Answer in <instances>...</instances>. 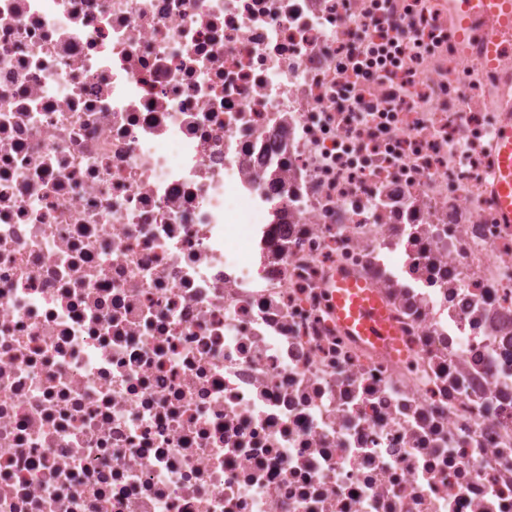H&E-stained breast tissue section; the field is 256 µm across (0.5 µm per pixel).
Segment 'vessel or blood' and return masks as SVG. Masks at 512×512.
<instances>
[{"instance_id":"b4317fda","label":"vessel or blood","mask_w":512,"mask_h":512,"mask_svg":"<svg viewBox=\"0 0 512 512\" xmlns=\"http://www.w3.org/2000/svg\"><path fill=\"white\" fill-rule=\"evenodd\" d=\"M455 18L456 38L462 49L480 47L485 65L495 68L505 52H512V0H448ZM493 19L492 30H485L483 19ZM497 167L494 171L495 203L505 223L512 224V121L494 130ZM336 290L339 322L354 336L376 344H387L394 334L386 308L366 285L343 274L330 282Z\"/></svg>"}]
</instances>
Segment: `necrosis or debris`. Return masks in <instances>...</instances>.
<instances>
[{
    "label": "necrosis or debris",
    "mask_w": 512,
    "mask_h": 512,
    "mask_svg": "<svg viewBox=\"0 0 512 512\" xmlns=\"http://www.w3.org/2000/svg\"><path fill=\"white\" fill-rule=\"evenodd\" d=\"M510 108L448 0H0V512H512ZM493 140L497 153L493 176L495 203L504 222L512 224V121L496 126ZM327 288H336L337 317L352 336L383 345L396 336L386 308L369 287L336 273Z\"/></svg>",
    "instance_id": "necrosis-or-debris-1"
}]
</instances>
